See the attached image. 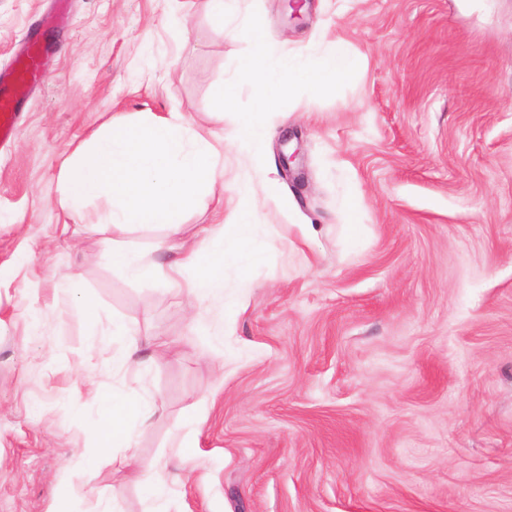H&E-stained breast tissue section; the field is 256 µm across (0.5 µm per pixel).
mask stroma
<instances>
[{
	"label": "stroma",
	"instance_id": "1",
	"mask_svg": "<svg viewBox=\"0 0 512 512\" xmlns=\"http://www.w3.org/2000/svg\"><path fill=\"white\" fill-rule=\"evenodd\" d=\"M256 16L272 54L355 62L277 103L257 162L232 145L251 48L208 0H0V70L36 24L57 32L0 142V512L66 492L149 512L144 480L97 454L98 388L155 402L129 453L165 467L168 512H512V0H306L295 19L238 0L232 21ZM150 112L213 132L225 182L256 186L250 287L227 272L193 310L151 271L162 227L126 234L135 279L101 204L59 205L65 150ZM234 207L200 200L186 237ZM113 318L160 362L113 376L123 339L91 346L88 325Z\"/></svg>",
	"mask_w": 512,
	"mask_h": 512
}]
</instances>
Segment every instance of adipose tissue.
<instances>
[{
  "label": "adipose tissue",
  "instance_id": "ef3b65f1",
  "mask_svg": "<svg viewBox=\"0 0 512 512\" xmlns=\"http://www.w3.org/2000/svg\"><path fill=\"white\" fill-rule=\"evenodd\" d=\"M242 35L251 43L253 53L240 65L239 74L260 86L261 98L253 111L242 117L234 145L253 155L261 150L274 103L288 93L292 81L301 78L321 90L335 89L337 82L351 77L353 60L341 47L319 68L298 58L271 57L264 27L257 21ZM223 177L224 159L211 133L163 116L141 121L118 118L106 132L93 134L64 159L60 205L77 211L90 201H104L105 219L112 226L113 261L135 277L142 271L144 258L124 241L130 228L161 224L169 236L182 235L183 213ZM232 192L238 206L230 224L213 225L165 269L167 280L175 286L185 285L192 302L223 296L224 270L229 265L235 268L239 287L251 285L256 226L247 200L252 185L241 180ZM94 401L108 421L96 433L104 450L117 445L131 447L140 429L157 416L153 403L136 396L99 392Z\"/></svg>",
  "mask_w": 512,
  "mask_h": 512
}]
</instances>
